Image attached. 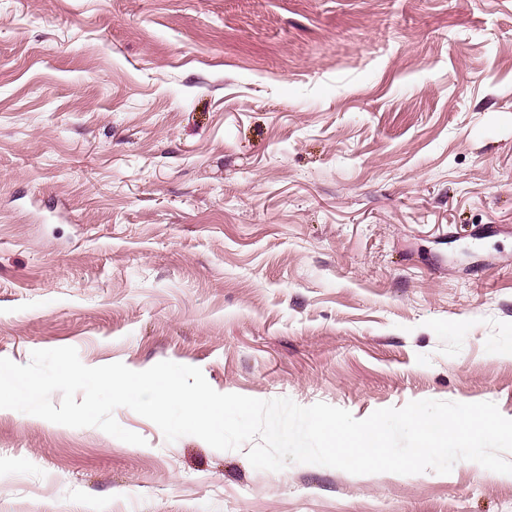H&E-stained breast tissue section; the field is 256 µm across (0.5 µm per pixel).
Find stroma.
I'll list each match as a JSON object with an SVG mask.
<instances>
[{
  "mask_svg": "<svg viewBox=\"0 0 512 512\" xmlns=\"http://www.w3.org/2000/svg\"><path fill=\"white\" fill-rule=\"evenodd\" d=\"M512 419V0H0V357ZM0 411V512H512Z\"/></svg>",
  "mask_w": 512,
  "mask_h": 512,
  "instance_id": "stroma-1",
  "label": "stroma"
}]
</instances>
